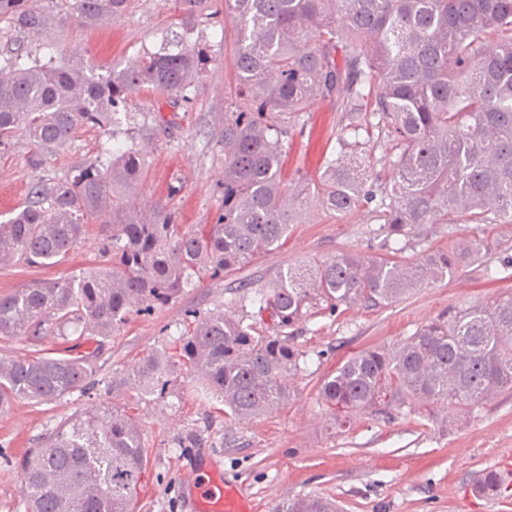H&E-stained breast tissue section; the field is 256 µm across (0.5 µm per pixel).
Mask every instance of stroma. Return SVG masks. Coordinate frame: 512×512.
Returning <instances> with one entry per match:
<instances>
[{
    "instance_id": "1",
    "label": "stroma",
    "mask_w": 512,
    "mask_h": 512,
    "mask_svg": "<svg viewBox=\"0 0 512 512\" xmlns=\"http://www.w3.org/2000/svg\"><path fill=\"white\" fill-rule=\"evenodd\" d=\"M173 0H136L122 19L94 28L70 23L49 26L31 38L0 22V53H23L49 59L81 55L103 73L131 65L156 51L165 33L176 30ZM188 45L205 49L195 100L172 107L167 95L143 90L128 102L132 112L153 111L173 125L171 136L146 143L150 166L135 195L143 212L170 196L178 223L212 224L224 204V97L230 70L224 63V28L212 20L187 31ZM304 134L288 142L287 176L317 179L321 162L336 145L339 114L328 102L311 101ZM110 135L96 127L79 130L65 148L45 155L41 166L28 162L32 147L19 139L0 149V221L19 206L36 179L65 177L71 168L104 160ZM379 227L369 208L335 216L312 204L300 223L291 225L285 245L229 277L205 278L202 287L178 302L146 315L132 316L109 338L77 336L73 330L46 338L42 349L55 357L95 353L96 386L61 401L14 404L0 412V512H19L22 474L19 461L70 418L94 410L102 401L124 405L133 395L122 376L148 352L176 340L186 313L216 307L237 311L239 285L260 288L280 270L317 263L341 250H377ZM478 235L491 250L484 259L467 261L457 274L416 294L376 308L359 304L319 310L303 319L294 333L307 355V367L291 381V397L276 412L242 423L225 416L223 405L197 383L179 381L161 398L140 403L139 413L149 452V466L136 512H190L186 486L204 464L214 462L227 479L252 495L257 512H272L279 502L304 496L336 498L343 512H512V492L480 496L473 485L481 474L512 469V393L448 422L442 413L425 418L413 413L392 419L359 415L353 429H334L319 397L328 373L351 354L386 347L410 336L448 308L477 305L512 291V269L488 278L486 265L512 258V224H430L420 234L413 258L426 251ZM98 232L90 230L66 260L56 266H0V295L39 282L77 274L98 266Z\"/></svg>"
}]
</instances>
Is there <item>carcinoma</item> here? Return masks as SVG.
<instances>
[{"label":"carcinoma","mask_w":512,"mask_h":512,"mask_svg":"<svg viewBox=\"0 0 512 512\" xmlns=\"http://www.w3.org/2000/svg\"><path fill=\"white\" fill-rule=\"evenodd\" d=\"M135 0H0V21L30 34L58 21L91 28L129 13ZM188 26L207 0H176ZM234 40V84L224 99V209L213 224H179L168 203L145 216L132 200L148 160L139 146L168 123H132L128 99L144 88L188 105L201 55L173 38L136 63L104 74L66 58H0V148L23 137L51 153L84 127L112 128L103 161L65 178L37 180L0 222V264L52 266L104 227L107 262L78 275L0 296V336L36 347L0 357V411L16 402L50 404L88 388L94 355L52 357L38 344L72 327L109 337L130 316L176 302L202 277L226 276L288 239L313 197L344 216L372 204L377 252L341 251L319 264L288 267L238 297L239 316L190 313L179 338L133 367L137 400L194 376L224 413L247 422L290 398L287 377L307 354L291 330L307 313L361 302L381 307L454 277L464 257L481 259L471 237L421 261L407 257L426 224L512 223V0H224ZM79 70L81 88L68 74ZM340 112L336 146L315 182L286 180L288 139L304 128L313 99ZM126 129H121V126ZM391 151L373 160L371 143ZM383 174L373 175L376 165ZM512 392V296L448 312L384 348L362 349L319 389L334 425L359 413L408 410L452 418ZM25 512H134L147 467L136 407L101 403L72 419L20 460ZM507 483L485 473L476 492ZM273 512H339L322 496Z\"/></svg>","instance_id":"obj_1"}]
</instances>
